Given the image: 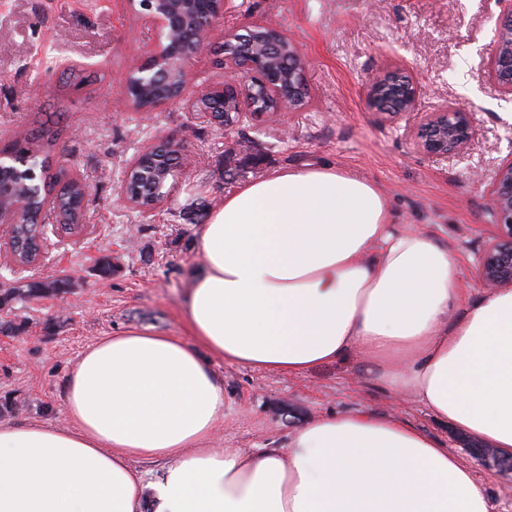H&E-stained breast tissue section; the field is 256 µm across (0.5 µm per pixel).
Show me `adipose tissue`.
Returning <instances> with one entry per match:
<instances>
[{"label": "adipose tissue", "instance_id": "adipose-tissue-1", "mask_svg": "<svg viewBox=\"0 0 512 512\" xmlns=\"http://www.w3.org/2000/svg\"><path fill=\"white\" fill-rule=\"evenodd\" d=\"M196 245L188 338L103 337L68 377L65 425L0 423V512H491L465 463L389 416L328 412L281 448L221 447L208 359L302 376L354 352L392 393L512 448V289L449 319L457 258L393 231L384 192L336 167L239 185Z\"/></svg>", "mask_w": 512, "mask_h": 512}]
</instances>
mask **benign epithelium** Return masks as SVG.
<instances>
[{
  "instance_id": "1",
  "label": "benign epithelium",
  "mask_w": 512,
  "mask_h": 512,
  "mask_svg": "<svg viewBox=\"0 0 512 512\" xmlns=\"http://www.w3.org/2000/svg\"><path fill=\"white\" fill-rule=\"evenodd\" d=\"M500 14L494 24L484 66V76L500 92L512 99V0H497ZM131 13L149 20L155 27L157 44L150 52L134 57L128 66L125 93L130 108L151 112L181 100L203 123L232 126L245 115L253 121L268 120L274 115L297 112L305 106L308 88L306 66L296 45L289 46L297 60L295 81L298 85L283 88L271 62L257 56L246 45L234 43L235 34L224 35V45L214 46L212 34L224 17L225 0H126ZM216 53V64L224 68L221 82L200 87L193 85L189 64L192 60ZM422 92L421 83L392 65L370 77L366 83L369 108L384 117H394L413 110ZM236 103L237 119H232L231 103ZM479 129L474 113L449 102L423 115L413 131L415 147L432 159L459 154ZM175 140L160 137L143 147L127 165L120 187L119 200L144 213L152 212L168 196L167 173L170 170L166 149ZM22 146L16 135L0 146V170H15L28 164V155L17 152ZM151 170L142 173L154 181L155 202L139 205L141 196L132 193V173L145 159ZM491 209L501 228L499 241L482 256L480 274L488 288L512 285V161L497 173L491 191ZM481 458L503 473L512 472V453L489 448Z\"/></svg>"
}]
</instances>
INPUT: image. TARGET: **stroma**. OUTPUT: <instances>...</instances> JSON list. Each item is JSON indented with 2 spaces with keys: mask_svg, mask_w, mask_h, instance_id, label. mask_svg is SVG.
Instances as JSON below:
<instances>
[{
  "mask_svg": "<svg viewBox=\"0 0 512 512\" xmlns=\"http://www.w3.org/2000/svg\"><path fill=\"white\" fill-rule=\"evenodd\" d=\"M496 0H228L217 33L251 25L277 28L307 61L309 105L282 120L232 128L199 122L184 104L132 111L122 77L131 52L155 44L151 23L125 0H0V146L21 130L59 121L46 163L77 172L89 187L86 230L60 234L48 215L47 245L32 273L67 277V292L16 311L19 328L0 333V423L63 424L65 384L84 350L132 327L182 336V306L200 264L197 202L216 207L230 187L238 143L260 158L246 179L279 167L332 164L376 183L397 230L416 226L460 263L466 307L484 291L479 263L496 242L489 208L495 175L512 161V101L480 75L481 50L493 36ZM417 76L414 113L379 121L365 99L367 80L387 65ZM475 104L479 135L459 157L435 161L410 131L439 103ZM182 146L172 193L144 214L117 196L128 162L158 136ZM111 258L112 278L95 268ZM224 381L226 448H280L300 426L328 411L396 416L437 439L469 466L493 512H512V474L483 464L475 437L434 417L409 396L363 374L355 355L288 376L211 359Z\"/></svg>",
  "mask_w": 512,
  "mask_h": 512,
  "instance_id": "obj_1",
  "label": "stroma"
}]
</instances>
